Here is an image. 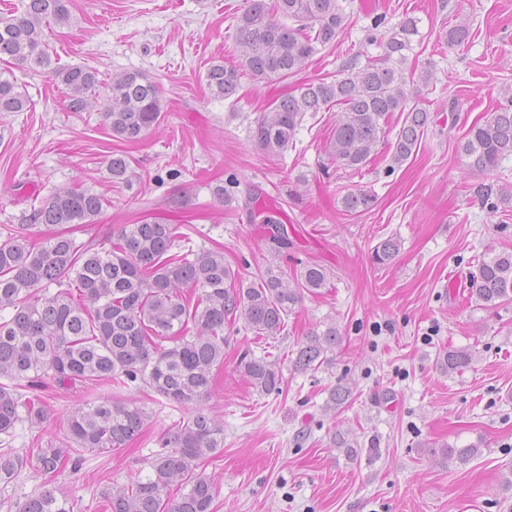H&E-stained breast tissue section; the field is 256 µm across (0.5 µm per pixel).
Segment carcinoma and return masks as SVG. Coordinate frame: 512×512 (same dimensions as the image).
<instances>
[{
  "label": "carcinoma",
  "instance_id": "cac0c4a2",
  "mask_svg": "<svg viewBox=\"0 0 512 512\" xmlns=\"http://www.w3.org/2000/svg\"><path fill=\"white\" fill-rule=\"evenodd\" d=\"M71 0H27L18 15L0 19V112H22L28 99L13 79L12 65L50 71L64 86L66 109L83 112L89 94L99 87L98 72L87 67L53 66L42 42V26L70 20ZM345 27L339 0H246L236 19L235 46L243 68L259 79L294 76L322 50L332 48ZM419 19L405 16L383 37L369 34L382 54L363 65L351 58L341 77L299 85L269 104L255 121L253 138L270 153L292 143L307 114L338 108L330 141L336 163L350 169L366 166L384 142L392 114L405 115L390 145L388 170L402 166L415 152L430 124L426 108L407 89L413 43L421 38ZM469 27L448 30V43L469 41ZM205 80L211 95L230 99L238 89L240 69L216 62ZM104 121L112 137L136 142L157 125L162 110L156 83L143 72L127 71L105 86ZM469 171L491 174L512 154V96L474 123L459 143ZM112 179H126L128 157L112 152ZM483 205L494 210L512 199V187L477 186ZM375 195L351 190L341 197L342 211L359 213L373 206ZM103 196L88 189L57 190L34 213L39 224H88L101 212ZM179 224L145 220L121 228L117 238L78 243L60 233L42 241L24 232L0 241V485L22 471L54 473L66 461L80 462L83 449H115L143 432L149 413L136 401L100 399L76 407L70 415L71 447L40 448L23 455L8 447L17 424H40L45 406L27 390L45 377L57 385L108 382L123 389L146 388L187 409L162 438V451L123 486L103 492L106 512H213L217 484L201 463L224 449V425L203 406L213 386V371L224 365L231 329L243 319L257 336H274L305 293L327 285L326 270L308 265L290 280L271 265L258 280L248 281L224 262V252L191 255L173 249ZM399 252L393 239L381 241L374 260L390 263ZM469 285L486 308L512 299V252H490L470 274ZM334 325L313 332L300 343L294 359L299 370L317 369L336 346ZM466 349H450L442 366L448 373L467 367ZM238 368L262 393L276 391L281 375L274 363L243 354ZM480 447L445 449L450 461L466 463ZM185 489L168 497L172 486ZM15 512H74V504L44 489L16 503Z\"/></svg>",
  "mask_w": 512,
  "mask_h": 512
}]
</instances>
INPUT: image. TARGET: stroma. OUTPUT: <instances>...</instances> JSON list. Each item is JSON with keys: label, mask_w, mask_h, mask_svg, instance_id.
<instances>
[{"label": "stroma", "mask_w": 512, "mask_h": 512, "mask_svg": "<svg viewBox=\"0 0 512 512\" xmlns=\"http://www.w3.org/2000/svg\"><path fill=\"white\" fill-rule=\"evenodd\" d=\"M245 0H71V22L44 24L42 39L59 66L84 65L101 82L139 70L160 89V124L139 142L119 144L101 114L103 94L84 112L67 111L62 85L47 72L13 67L29 98L23 112L0 113V239L24 230L32 240L63 232L79 242L124 225L164 219L181 225L190 249L222 248L249 280L269 265L288 276L318 264L326 287L306 294L281 334L231 332L224 365L205 406L224 425V449L204 472L218 485L214 512H512V300L486 309L471 299L469 274L489 252L512 250V202L483 207L479 183H512V155L491 175L464 170L458 145L467 129L512 90V0H341L348 25L336 47L316 54L281 81L243 74L235 101L210 95L205 73L215 61L240 65L233 32ZM394 26L419 18L417 70L431 74L421 100L432 121L411 158L389 170V150L363 169L337 167L328 152L332 111L306 117L283 152L261 149L254 122L296 86L335 79L346 59L380 54L366 37L376 15ZM468 24L462 46L449 28ZM123 149L129 182L105 163ZM224 186L217 198L212 190ZM102 195L90 224L34 223L35 208L61 187ZM364 189L374 206L343 212L341 197ZM286 213L287 247L274 250L263 217ZM395 237L399 253L373 264L374 247ZM336 325L340 342L316 370L293 365V350L312 331ZM466 349L472 361L450 374L439 354ZM273 361L278 391L257 392L236 363L243 353ZM349 388L344 411L329 395ZM49 414L37 427L17 425L13 448L68 445L78 403L115 396L109 384L41 389ZM152 417L125 447L84 451L79 467L42 475L27 470L5 493L16 502L50 488L101 512V493L133 479L183 411L140 395ZM358 443L356 456L335 444ZM480 443L463 466L445 446Z\"/></svg>", "instance_id": "1"}]
</instances>
